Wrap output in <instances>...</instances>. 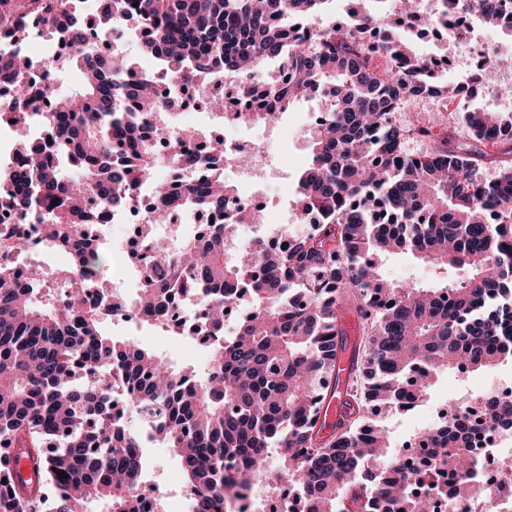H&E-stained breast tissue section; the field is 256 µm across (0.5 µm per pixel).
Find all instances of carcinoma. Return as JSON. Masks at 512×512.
I'll return each instance as SVG.
<instances>
[{"instance_id":"cac0c4a2","label":"carcinoma","mask_w":512,"mask_h":512,"mask_svg":"<svg viewBox=\"0 0 512 512\" xmlns=\"http://www.w3.org/2000/svg\"><path fill=\"white\" fill-rule=\"evenodd\" d=\"M69 0H0V24L37 15L65 34L78 91L60 97L23 81L28 60L0 56V79L12 84L8 114L28 123V109L50 103L46 140L16 144L20 164L0 170V211L14 227L0 234V254L23 248L21 226L39 223L51 249L69 257L47 288L35 267L22 273L0 261V448L33 465L13 481L0 456V512H139L144 448L161 442L180 459L191 512H228L232 489L271 481L267 455L317 512H435L441 482L452 476L473 493L478 461L463 452L462 432L446 423L421 432L424 470L407 472L387 426L368 409L406 408L402 387L420 381L415 406L446 370L487 372L512 363V108L487 112L467 104L448 111L460 92L439 63L417 54L387 18L392 0H357L354 23L330 21L305 38L299 25L328 12L332 0H94L81 24ZM420 28L454 31L448 15L512 34V0H434ZM142 30L140 51L154 69L185 89L200 73L228 86L210 106L225 120L274 124L317 87L323 119L310 132V157L297 180V205L311 216L288 247L261 238L236 253L238 225L258 224L262 210L239 216L238 188L225 176L248 166L217 134L163 121L175 99L141 73L119 46L83 50L91 31ZM270 61L278 62L271 73ZM438 98L437 125L411 124L412 101ZM249 110L242 116L239 106ZM203 137L204 152L161 155L151 140L175 147ZM424 149L413 153L411 142ZM123 147L113 158L114 143ZM76 168L73 178L65 164ZM170 171L158 189L159 165ZM207 169L197 183L185 174ZM492 169L495 178L479 179ZM151 185V210L138 280V320L177 331L179 298L208 305L201 336L217 338L207 371L167 363L153 349L113 336L103 321L118 315L121 294L108 286L112 246L88 232L107 208L124 212ZM188 200L224 214V224L174 252L154 241V226ZM409 250L426 263L463 271L452 282L393 283L380 256ZM250 309L226 332L232 301ZM360 316L343 414L334 432L318 426L322 404L336 395L343 308ZM156 407L148 434L113 411L118 391ZM482 422L512 426V405L484 400ZM52 452H46V449ZM63 471L67 477H59Z\"/></svg>"}]
</instances>
